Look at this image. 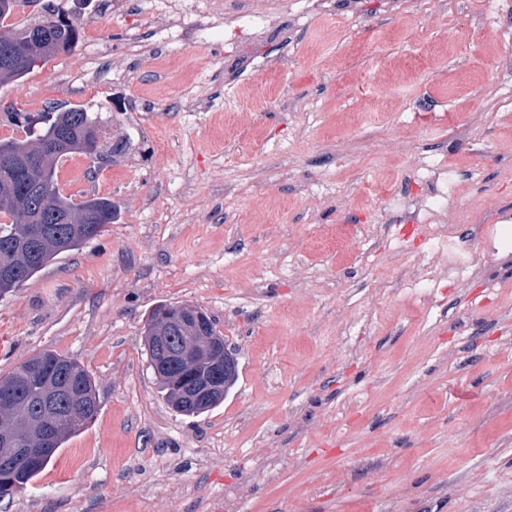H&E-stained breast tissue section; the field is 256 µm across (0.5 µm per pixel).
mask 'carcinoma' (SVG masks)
<instances>
[{
  "label": "carcinoma",
  "mask_w": 512,
  "mask_h": 512,
  "mask_svg": "<svg viewBox=\"0 0 512 512\" xmlns=\"http://www.w3.org/2000/svg\"><path fill=\"white\" fill-rule=\"evenodd\" d=\"M61 14L55 4L35 22L15 27L0 35V57L9 53L16 57L14 66L0 70V84L16 82L34 68L59 54L71 50L77 43L79 27L72 23L48 29L50 20ZM50 33L49 44L39 54L25 52L28 32ZM98 117L86 109L71 108L56 113L48 126L36 132V125L27 123L28 139L0 140V182L7 179L13 192L0 193V298L17 291L58 255L77 249L99 236L115 222L117 209L111 200L93 196L79 203L58 189L55 163L59 156L52 141L60 140L68 147L59 151L67 157L83 154L95 158H115L123 145L114 143L109 149L100 144ZM26 150L35 159L28 170L11 167L13 159ZM47 184L45 200L34 201L26 192L31 181ZM40 214L44 236L30 237V218ZM150 361L158 362L155 375L167 403L182 415H199L224 401V392L231 391L238 376L226 384V391L196 402L184 396V384L179 371L159 362L158 352L151 343L145 344ZM11 397V404L0 409V429L21 436L28 448L58 449L69 437L78 434L96 417L98 403L94 383L88 372L72 357L53 351L31 355L12 372L0 377V395ZM52 454L28 459L0 460V498L23 490L46 467Z\"/></svg>",
  "instance_id": "obj_1"
}]
</instances>
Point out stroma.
Listing matches in <instances>:
<instances>
[{"mask_svg": "<svg viewBox=\"0 0 512 512\" xmlns=\"http://www.w3.org/2000/svg\"><path fill=\"white\" fill-rule=\"evenodd\" d=\"M53 2L79 42L0 86V106L89 107L129 148L57 162L62 194L108 198L117 218L0 299V376L43 350L71 356L99 405L0 512H225L228 488L235 512H512V319L496 316L512 308V246L486 253L497 275L468 294L431 283L440 311L386 291L429 260L392 210L419 166L458 181L460 247L485 253L469 231L485 205L512 214L499 161L512 79L498 67L512 0H355L333 15L261 0L295 21L279 48L290 65L233 73L248 40L197 37L207 0H181L162 30L148 19L159 0ZM95 40L114 59L95 63ZM188 91L208 110L182 111ZM347 237L362 261L340 251ZM169 303L207 312L238 360L234 389L198 416L166 403L143 346Z\"/></svg>", "mask_w": 512, "mask_h": 512, "instance_id": "stroma-1", "label": "stroma"}]
</instances>
